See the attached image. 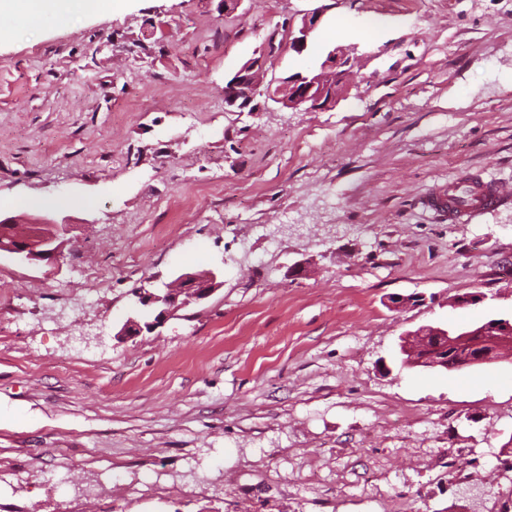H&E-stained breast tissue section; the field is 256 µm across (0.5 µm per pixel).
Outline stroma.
Instances as JSON below:
<instances>
[{"label": "stroma", "instance_id": "stroma-1", "mask_svg": "<svg viewBox=\"0 0 512 512\" xmlns=\"http://www.w3.org/2000/svg\"><path fill=\"white\" fill-rule=\"evenodd\" d=\"M320 6L267 75L341 46L344 97L229 111L226 81ZM339 16L374 37L336 39ZM13 29L0 216L69 232L54 263L0 252V512H487L512 494V355H399L419 327L512 315V0H126ZM466 171L502 200L451 224L424 200ZM211 270L223 286L190 317L116 339L140 289ZM324 16V8L317 7L301 14L299 22L288 23V51L303 53Z\"/></svg>", "mask_w": 512, "mask_h": 512}]
</instances>
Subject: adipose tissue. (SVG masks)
Wrapping results in <instances>:
<instances>
[{"mask_svg":"<svg viewBox=\"0 0 512 512\" xmlns=\"http://www.w3.org/2000/svg\"><path fill=\"white\" fill-rule=\"evenodd\" d=\"M122 0H0V17L51 23L120 8Z\"/></svg>","mask_w":512,"mask_h":512,"instance_id":"1","label":"adipose tissue"}]
</instances>
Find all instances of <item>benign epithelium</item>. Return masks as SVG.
<instances>
[{
	"label": "benign epithelium",
	"instance_id": "benign-epithelium-1",
	"mask_svg": "<svg viewBox=\"0 0 512 512\" xmlns=\"http://www.w3.org/2000/svg\"><path fill=\"white\" fill-rule=\"evenodd\" d=\"M324 8L309 9L300 21L288 23V50L302 53L319 27ZM264 62L260 57L243 64L224 88L225 102L233 106L243 96L263 84ZM351 77L348 50L336 47L327 52L319 70L306 76H296L277 89L274 99L289 108L308 104L315 109L333 106L345 93ZM68 225L44 219L28 226L24 231L13 229V222L0 219V250L23 261L52 262L60 257ZM223 286L220 276L209 271L204 274L182 273L174 281L152 291L142 289L137 298L141 306L150 310L153 320L128 318L116 336L128 339L143 332H152L165 324L180 310L198 305ZM421 339L422 354L417 365L431 369L448 370L458 366L481 365L498 351L512 349V322L492 321L468 329L450 330L441 326H423L408 331L402 339Z\"/></svg>",
	"mask_w": 512,
	"mask_h": 512
}]
</instances>
